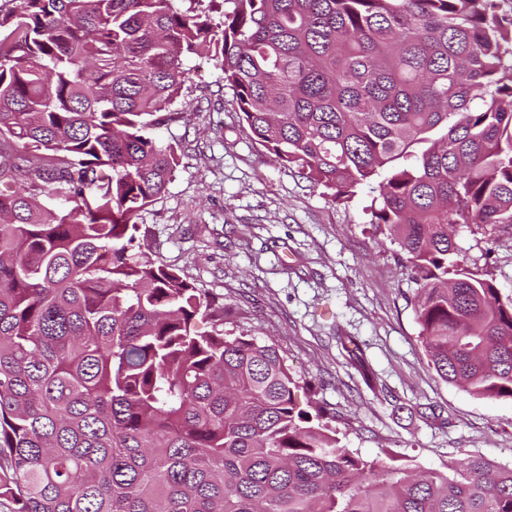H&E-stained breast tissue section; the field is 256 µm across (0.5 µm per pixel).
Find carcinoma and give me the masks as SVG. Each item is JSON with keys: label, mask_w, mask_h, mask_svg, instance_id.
Returning a JSON list of instances; mask_svg holds the SVG:
<instances>
[{"label": "carcinoma", "mask_w": 512, "mask_h": 512, "mask_svg": "<svg viewBox=\"0 0 512 512\" xmlns=\"http://www.w3.org/2000/svg\"><path fill=\"white\" fill-rule=\"evenodd\" d=\"M3 0L0 499L11 512H512V465L416 472L339 444L273 345L132 253L201 111L205 45L251 138L407 253L436 372L512 399V300L457 224L512 226L505 0ZM220 20H214V15ZM180 108H175V105ZM55 201L47 207L39 197Z\"/></svg>", "instance_id": "obj_1"}]
</instances>
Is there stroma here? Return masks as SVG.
Instances as JSON below:
<instances>
[{
	"mask_svg": "<svg viewBox=\"0 0 512 512\" xmlns=\"http://www.w3.org/2000/svg\"><path fill=\"white\" fill-rule=\"evenodd\" d=\"M201 111L154 129L181 147L165 196L142 213L137 244L224 305V333L274 345L300 403L330 413L341 445L364 458L440 469L476 453L512 464V400L445 382L419 337L406 254L369 222L373 192L328 201L279 165L222 105L207 53L185 61ZM461 258L512 298V229L457 225ZM353 337L366 385L339 344Z\"/></svg>",
	"mask_w": 512,
	"mask_h": 512,
	"instance_id": "35a3bbf8",
	"label": "stroma"
}]
</instances>
